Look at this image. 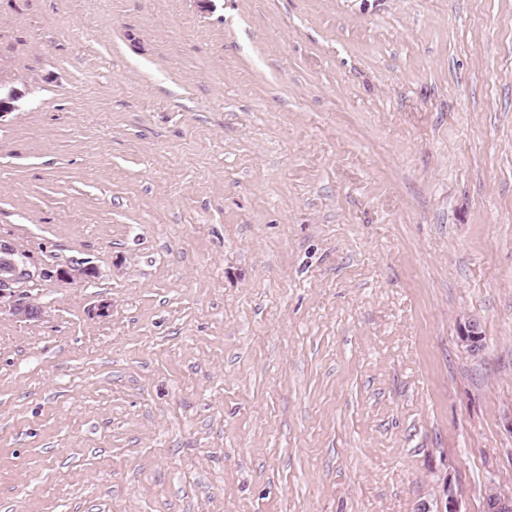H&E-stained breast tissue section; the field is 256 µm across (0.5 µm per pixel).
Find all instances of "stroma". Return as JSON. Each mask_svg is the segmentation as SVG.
I'll return each instance as SVG.
<instances>
[{
  "instance_id": "stroma-1",
  "label": "stroma",
  "mask_w": 512,
  "mask_h": 512,
  "mask_svg": "<svg viewBox=\"0 0 512 512\" xmlns=\"http://www.w3.org/2000/svg\"><path fill=\"white\" fill-rule=\"evenodd\" d=\"M0 93V239L97 269L0 313V512L512 490V0H0Z\"/></svg>"
}]
</instances>
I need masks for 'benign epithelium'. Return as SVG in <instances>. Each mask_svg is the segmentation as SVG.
Segmentation results:
<instances>
[{"label":"benign epithelium","mask_w":512,"mask_h":512,"mask_svg":"<svg viewBox=\"0 0 512 512\" xmlns=\"http://www.w3.org/2000/svg\"><path fill=\"white\" fill-rule=\"evenodd\" d=\"M97 270L91 265L77 268H61L52 273L48 270L32 268L28 256L17 245L0 240V300L5 297L13 298L12 313L19 317L30 318L37 313L36 307L21 297H16L18 289L25 288L43 278L56 277L60 280H70L74 277L91 279ZM487 512H512V495H503L496 490L489 491L486 499Z\"/></svg>","instance_id":"obj_1"}]
</instances>
